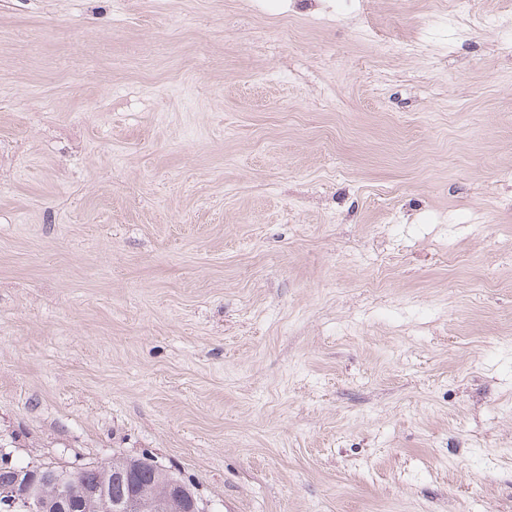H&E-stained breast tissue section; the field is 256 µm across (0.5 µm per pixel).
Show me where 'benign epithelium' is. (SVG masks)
<instances>
[{
  "instance_id": "benign-epithelium-1",
  "label": "benign epithelium",
  "mask_w": 512,
  "mask_h": 512,
  "mask_svg": "<svg viewBox=\"0 0 512 512\" xmlns=\"http://www.w3.org/2000/svg\"><path fill=\"white\" fill-rule=\"evenodd\" d=\"M150 463L164 480V493L159 500H147L136 493L128 499L116 501L103 488L80 486L77 473L70 472L61 480V492L52 496L53 512H208V505L189 486L173 476L153 459H126L122 473L137 472L142 463ZM46 465L19 468L13 483L0 486V504L6 512H37L42 508V473Z\"/></svg>"
}]
</instances>
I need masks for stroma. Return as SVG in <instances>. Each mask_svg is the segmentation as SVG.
<instances>
[{
  "instance_id": "1",
  "label": "stroma",
  "mask_w": 512,
  "mask_h": 512,
  "mask_svg": "<svg viewBox=\"0 0 512 512\" xmlns=\"http://www.w3.org/2000/svg\"><path fill=\"white\" fill-rule=\"evenodd\" d=\"M454 9L0 0L14 462L147 455L211 512H512V0Z\"/></svg>"
}]
</instances>
